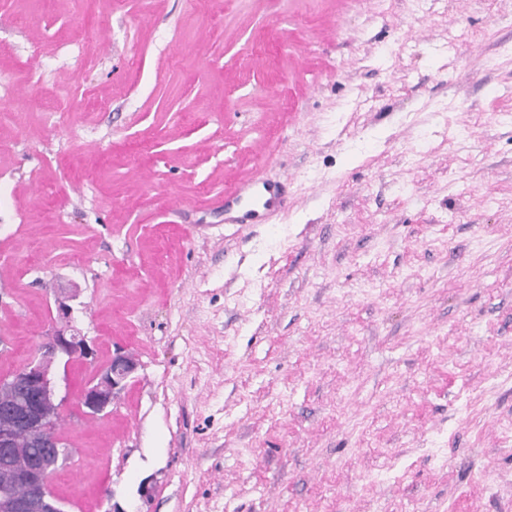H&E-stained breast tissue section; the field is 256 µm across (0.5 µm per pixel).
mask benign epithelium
I'll return each instance as SVG.
<instances>
[{
  "instance_id": "7a95c632",
  "label": "benign epithelium",
  "mask_w": 512,
  "mask_h": 512,
  "mask_svg": "<svg viewBox=\"0 0 512 512\" xmlns=\"http://www.w3.org/2000/svg\"><path fill=\"white\" fill-rule=\"evenodd\" d=\"M74 297L73 290L58 289L54 320L59 326L46 335L40 358L9 377L0 378L1 393L18 388L24 395L19 405L0 411V471L5 477L4 488L0 490V512H60L50 482L72 448L56 429L63 403L57 397L52 371L61 358L94 362L97 356L94 340L74 324L73 307L69 304ZM138 367L139 360L134 355L114 350L82 393L81 415L106 412L135 378ZM20 433L29 436L35 451L23 454L17 450ZM17 485L29 488L31 493L22 498L13 495L9 488Z\"/></svg>"
}]
</instances>
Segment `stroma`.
<instances>
[{
    "label": "stroma",
    "mask_w": 512,
    "mask_h": 512,
    "mask_svg": "<svg viewBox=\"0 0 512 512\" xmlns=\"http://www.w3.org/2000/svg\"><path fill=\"white\" fill-rule=\"evenodd\" d=\"M62 285L63 512H512V0H0V377ZM256 193H260L265 197L263 207L268 208L274 204L280 203V192L277 184L258 179L250 184L243 186L234 197L224 198V213L231 211L246 197H251ZM139 360L122 349H115L109 361L99 366L92 383L80 397V413L97 416L105 413L114 400L135 378Z\"/></svg>",
    "instance_id": "35a3bbf8"
}]
</instances>
